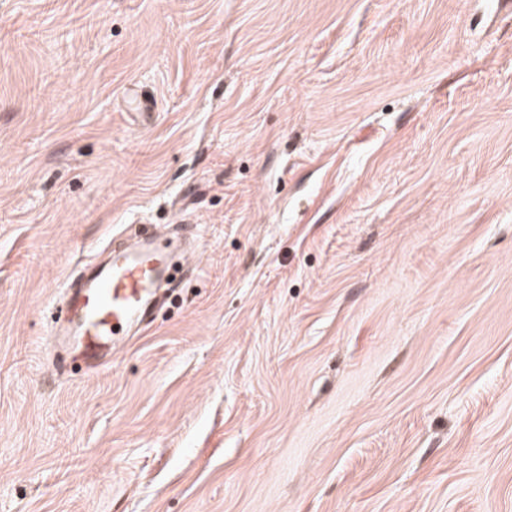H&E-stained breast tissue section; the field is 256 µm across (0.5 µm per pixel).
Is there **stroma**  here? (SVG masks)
I'll use <instances>...</instances> for the list:
<instances>
[{
  "label": "stroma",
  "instance_id": "stroma-1",
  "mask_svg": "<svg viewBox=\"0 0 512 512\" xmlns=\"http://www.w3.org/2000/svg\"><path fill=\"white\" fill-rule=\"evenodd\" d=\"M0 512H512V0H0ZM146 237L125 250L112 249L99 261L77 263L79 274L62 289L66 301L60 311L67 345L78 352L87 371L117 350L119 337L129 329H145L152 322L160 288L168 280L169 243Z\"/></svg>",
  "mask_w": 512,
  "mask_h": 512
}]
</instances>
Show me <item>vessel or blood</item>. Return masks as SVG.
<instances>
[{"label":"vessel or blood","instance_id":"obj_1","mask_svg":"<svg viewBox=\"0 0 512 512\" xmlns=\"http://www.w3.org/2000/svg\"><path fill=\"white\" fill-rule=\"evenodd\" d=\"M167 242L150 236L97 261H79V273L66 282L60 311L68 346L87 370H96L129 329L152 322L159 289L168 287Z\"/></svg>","mask_w":512,"mask_h":512}]
</instances>
